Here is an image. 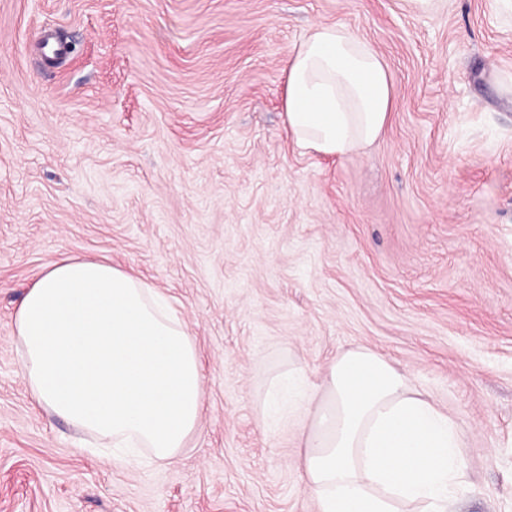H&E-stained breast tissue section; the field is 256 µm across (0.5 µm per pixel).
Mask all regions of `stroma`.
I'll return each instance as SVG.
<instances>
[{"label": "stroma", "mask_w": 512, "mask_h": 512, "mask_svg": "<svg viewBox=\"0 0 512 512\" xmlns=\"http://www.w3.org/2000/svg\"><path fill=\"white\" fill-rule=\"evenodd\" d=\"M342 24L384 58L390 120L296 149L288 60ZM72 48L57 66L46 29ZM512 19L496 0H0V512H319L303 415L269 414L367 345L447 411L455 512H512ZM108 258L194 336L204 404L166 462L32 400L13 341L44 264Z\"/></svg>", "instance_id": "1"}]
</instances>
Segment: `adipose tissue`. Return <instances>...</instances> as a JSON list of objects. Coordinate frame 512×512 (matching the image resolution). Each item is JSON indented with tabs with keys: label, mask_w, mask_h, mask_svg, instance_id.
I'll list each match as a JSON object with an SVG mask.
<instances>
[{
	"label": "adipose tissue",
	"mask_w": 512,
	"mask_h": 512,
	"mask_svg": "<svg viewBox=\"0 0 512 512\" xmlns=\"http://www.w3.org/2000/svg\"><path fill=\"white\" fill-rule=\"evenodd\" d=\"M387 65L342 25H319L288 61V132L305 152L342 157L373 143L391 111ZM20 374L33 399L109 439L121 464L138 449L165 461L199 424L193 337L155 289L106 261H49L14 317ZM297 462L320 512H450L462 491L460 439L447 413L387 358L360 345L328 366Z\"/></svg>",
	"instance_id": "ef3b65f1"
}]
</instances>
